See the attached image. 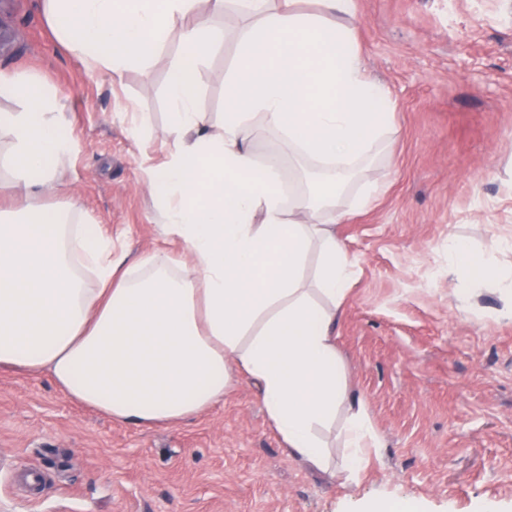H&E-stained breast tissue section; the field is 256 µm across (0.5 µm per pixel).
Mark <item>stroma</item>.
Segmentation results:
<instances>
[{
	"label": "stroma",
	"mask_w": 512,
	"mask_h": 512,
	"mask_svg": "<svg viewBox=\"0 0 512 512\" xmlns=\"http://www.w3.org/2000/svg\"><path fill=\"white\" fill-rule=\"evenodd\" d=\"M355 5L394 123L385 162L350 186L384 193L336 227L355 263L338 349L378 436L363 469L350 478L289 457L241 374L199 417L139 428L71 401L49 376L0 369V512H362L394 497L423 512L485 500L512 512V312L487 285L457 297L447 254L452 235L482 252L512 235V0ZM0 37V73L55 88L78 141L40 203L97 225L127 261L181 254L150 188L167 154L179 32L115 77L89 76L42 0H0ZM235 55L230 36L198 66V108L216 123Z\"/></svg>",
	"instance_id": "1"
}]
</instances>
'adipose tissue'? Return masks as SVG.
Returning <instances> with one entry per match:
<instances>
[{"label":"adipose tissue","mask_w":512,"mask_h":512,"mask_svg":"<svg viewBox=\"0 0 512 512\" xmlns=\"http://www.w3.org/2000/svg\"><path fill=\"white\" fill-rule=\"evenodd\" d=\"M198 2L43 0L57 39L92 75L147 64L180 31L167 160L150 180L161 229L188 258L153 252L127 266L111 237L61 210L1 208L0 368L48 375L71 400L137 427L202 414L238 372L258 388L289 457L315 469L331 468L322 432L344 412V462L360 471L378 440L336 346L353 276L336 226L380 190L368 184L341 202L393 129L387 90L363 69L354 0H318L314 12L301 0H207L241 22L223 119L211 123L198 109V64L225 35L194 22ZM0 96L19 103L0 112V192L50 185L76 149L58 94L0 74ZM260 130L279 143L263 158ZM304 164L317 180L284 188L285 166ZM448 272L512 297V271L454 237Z\"/></svg>","instance_id":"obj_1"}]
</instances>
